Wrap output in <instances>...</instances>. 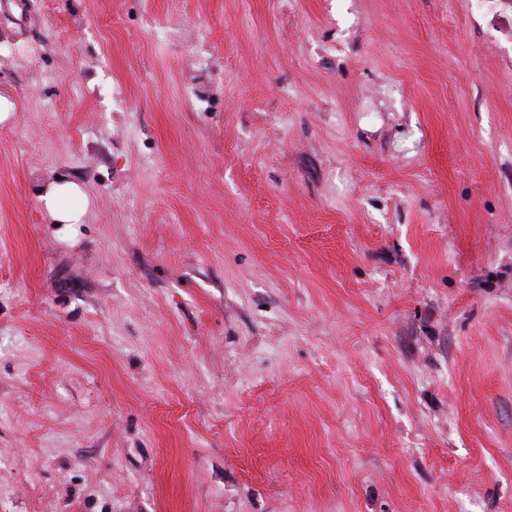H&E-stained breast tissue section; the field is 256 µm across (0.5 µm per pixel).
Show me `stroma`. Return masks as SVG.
<instances>
[{
  "label": "stroma",
  "mask_w": 512,
  "mask_h": 512,
  "mask_svg": "<svg viewBox=\"0 0 512 512\" xmlns=\"http://www.w3.org/2000/svg\"><path fill=\"white\" fill-rule=\"evenodd\" d=\"M0 99V512H512V0H0ZM81 194L82 192L76 184L64 176H58L40 194V199L54 224H78L81 223L85 209L71 207L65 197Z\"/></svg>",
  "instance_id": "obj_1"
}]
</instances>
